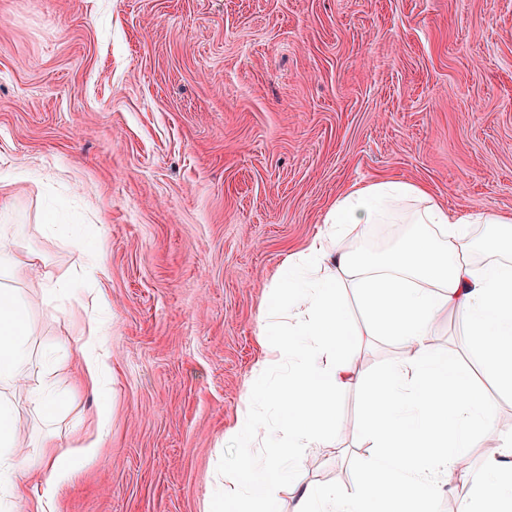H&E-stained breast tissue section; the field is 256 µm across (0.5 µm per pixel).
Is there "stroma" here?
<instances>
[{
  "label": "stroma",
  "instance_id": "obj_1",
  "mask_svg": "<svg viewBox=\"0 0 512 512\" xmlns=\"http://www.w3.org/2000/svg\"><path fill=\"white\" fill-rule=\"evenodd\" d=\"M28 180L13 182L15 172ZM0 206L14 207L32 331L28 384L54 376L40 420L17 396L20 443L79 444L99 405L108 434L55 512H205L262 357L264 296L286 257L354 183L426 184L449 209L512 211V0H0ZM91 224L105 279L108 398L77 385L68 318L38 283L80 251L41 231ZM354 379L331 444L297 452V482L353 493L373 454L362 399L399 354L356 298ZM471 369L507 460L512 390L456 313L430 336Z\"/></svg>",
  "mask_w": 512,
  "mask_h": 512
}]
</instances>
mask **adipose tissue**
I'll return each mask as SVG.
<instances>
[{
  "label": "adipose tissue",
  "mask_w": 512,
  "mask_h": 512,
  "mask_svg": "<svg viewBox=\"0 0 512 512\" xmlns=\"http://www.w3.org/2000/svg\"><path fill=\"white\" fill-rule=\"evenodd\" d=\"M325 224V232L283 262L268 288L263 357L232 429L242 442L243 468L216 478L212 512L228 505L234 512H273L292 478L290 454L341 428L335 404L351 371L355 334L346 292L360 295L374 332L393 337L401 353L365 399L377 452L356 493L311 485L300 490L294 512H435L441 475L452 473L491 428L468 368L428 343L449 310H456L487 369L512 388V212L451 210L419 183L385 179L351 185ZM376 224L413 230L394 252L343 246L347 227ZM480 224L494 228L488 244L495 255L485 262L473 253ZM18 264L12 240L0 232V512H10L23 491L14 477L21 449L9 396L26 378L31 334L22 296L11 286ZM105 304L99 294L67 312L75 343L93 348L82 356V382L94 387L112 365L107 331L93 314ZM269 402L281 412L272 421L263 413ZM109 419V410L99 413L79 453L58 452L49 440L36 449L42 493L32 512H52L60 489L97 453ZM470 483L460 512H512L511 464H489Z\"/></svg>",
  "instance_id": "obj_1"
}]
</instances>
